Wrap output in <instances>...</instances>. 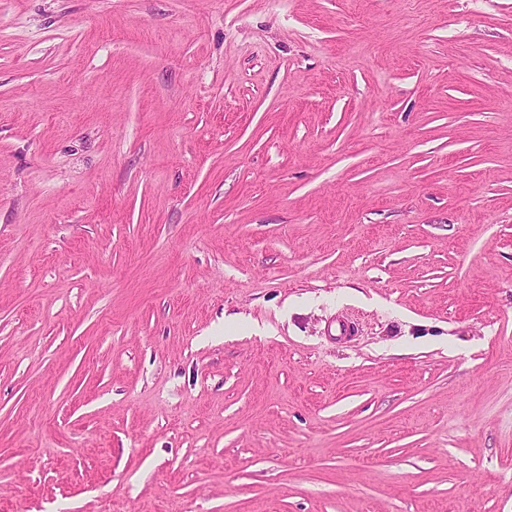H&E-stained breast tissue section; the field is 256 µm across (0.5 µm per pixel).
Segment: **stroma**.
<instances>
[{
    "label": "stroma",
    "instance_id": "35a3bbf8",
    "mask_svg": "<svg viewBox=\"0 0 512 512\" xmlns=\"http://www.w3.org/2000/svg\"><path fill=\"white\" fill-rule=\"evenodd\" d=\"M0 512H512V0H0Z\"/></svg>",
    "mask_w": 512,
    "mask_h": 512
}]
</instances>
